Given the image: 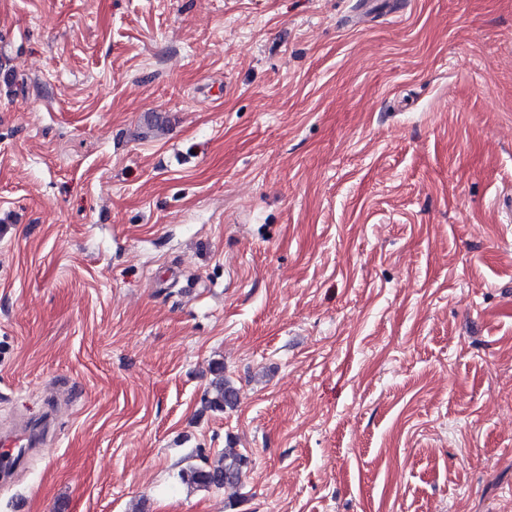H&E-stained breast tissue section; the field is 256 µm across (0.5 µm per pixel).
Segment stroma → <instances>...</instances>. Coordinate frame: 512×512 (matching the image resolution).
Here are the masks:
<instances>
[{
    "label": "stroma",
    "instance_id": "stroma-1",
    "mask_svg": "<svg viewBox=\"0 0 512 512\" xmlns=\"http://www.w3.org/2000/svg\"><path fill=\"white\" fill-rule=\"evenodd\" d=\"M45 412L0 512H512V0H0V429ZM212 371L214 378L211 381L210 397L207 400L209 407L219 411L234 408L237 402V391L231 381L224 377L223 363H216ZM248 464V456L229 442L217 461L211 463L201 457L200 463L190 464L180 471L179 476L182 482L190 485L219 489L241 484L246 477Z\"/></svg>",
    "mask_w": 512,
    "mask_h": 512
}]
</instances>
